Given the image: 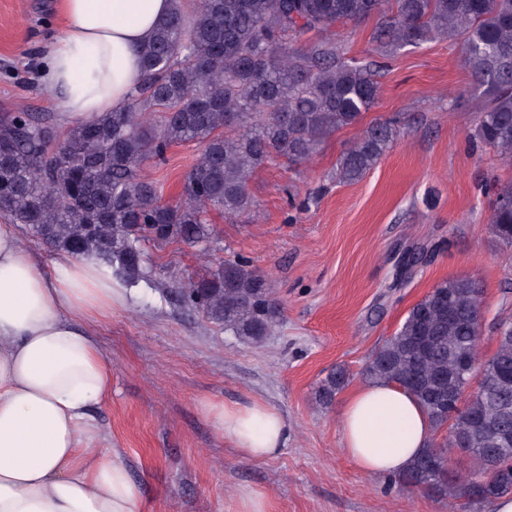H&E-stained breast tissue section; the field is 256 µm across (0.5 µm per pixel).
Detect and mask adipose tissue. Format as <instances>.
Returning a JSON list of instances; mask_svg holds the SVG:
<instances>
[{
    "label": "adipose tissue",
    "instance_id": "adipose-tissue-1",
    "mask_svg": "<svg viewBox=\"0 0 512 512\" xmlns=\"http://www.w3.org/2000/svg\"><path fill=\"white\" fill-rule=\"evenodd\" d=\"M173 0H59L63 24L35 80L66 122L123 109L144 77L141 47ZM95 257H62L45 274L16 228L0 224V512H139L124 461L98 444L91 405L112 371L85 321L124 305ZM217 427L242 454L264 459L287 426L260 403L230 405ZM345 455L362 473L395 476L432 440L428 415L398 384L365 383L340 419Z\"/></svg>",
    "mask_w": 512,
    "mask_h": 512
}]
</instances>
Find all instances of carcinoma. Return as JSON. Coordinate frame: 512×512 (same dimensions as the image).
I'll use <instances>...</instances> for the list:
<instances>
[{
	"label": "carcinoma",
	"mask_w": 512,
	"mask_h": 512,
	"mask_svg": "<svg viewBox=\"0 0 512 512\" xmlns=\"http://www.w3.org/2000/svg\"><path fill=\"white\" fill-rule=\"evenodd\" d=\"M385 0H199L170 16L142 48L144 79L120 112L59 133L31 112L0 116V217L27 225L57 252L94 256L127 283L143 278L148 243H213L209 214L241 216L251 205L256 169L280 158L309 160L335 132L357 125L377 101L375 71L344 59L336 47L305 39L338 24L382 12ZM462 40L475 84L485 95L468 134L471 143L512 161V0H391L376 39L393 50L438 37ZM400 130L379 120L337 163L343 182L361 179ZM201 152L184 177L179 200L161 202L141 174L174 143ZM489 217L512 245V182L494 184ZM183 303L224 330L257 341L275 325L279 302L248 260L220 259L202 276L178 284ZM482 288L470 278L436 285L398 331L370 356L363 375L402 384L448 438L419 454L398 481L457 502L482 505L512 494V323H498L497 347L478 362ZM476 366L461 372V364ZM349 381L339 368L320 382L332 402ZM473 468L448 467L454 437Z\"/></svg>",
	"instance_id": "1"
}]
</instances>
